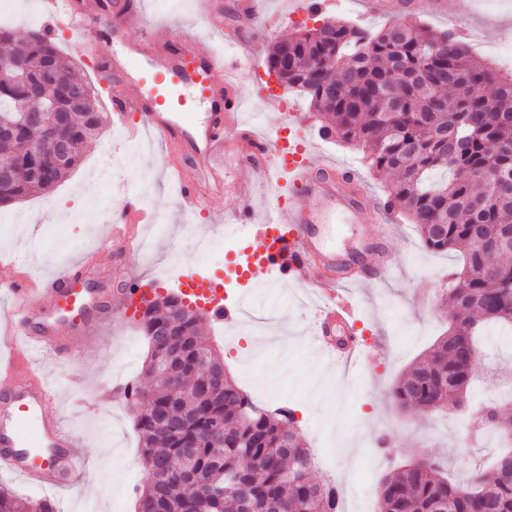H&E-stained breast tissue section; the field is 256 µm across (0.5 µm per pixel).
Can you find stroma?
<instances>
[{
	"label": "stroma",
	"instance_id": "obj_1",
	"mask_svg": "<svg viewBox=\"0 0 512 512\" xmlns=\"http://www.w3.org/2000/svg\"><path fill=\"white\" fill-rule=\"evenodd\" d=\"M372 2L373 12L368 15L361 0H334L325 16L361 22L369 29L393 23L392 0ZM138 5L150 21L196 35V42H181V50L232 49L246 98L253 92L251 73L267 72L269 47L288 39L296 28L286 0H265L263 12L269 24L264 32L229 46L223 34L203 19L201 0H138ZM458 24L477 31L479 39L472 44L475 53L484 57L494 50L512 53V43L503 38L505 31L512 30V0H473L472 13ZM276 94L300 113V133L316 140L320 156L357 169L372 197H387L390 177L370 168L363 152L334 138H319L318 115L303 93L280 88ZM178 183L163 140L145 130L133 140L125 128L106 126L50 192L0 206V282L83 263L113 302H120L133 272L163 296L178 289L177 280L156 277L174 251L180 252L184 268L213 277L196 250L197 239L217 238V225L242 203L263 216L266 186L257 168L233 170L223 191L186 218L179 213ZM123 191L139 196L155 216L154 223L138 228L139 234L151 239L149 256H126L102 247L112 224L121 218L119 194ZM388 247L396 258L390 276L353 288L358 333L375 341L377 348L371 359L348 369L321 357L316 342L320 303L305 284H259L231 274L222 280L226 303L251 302L273 316L287 318L281 335L268 340L266 355L257 360L251 381L264 391L262 406L285 405L294 411L300 439L312 452L321 453L314 480L348 489L360 512H375L379 480L408 460L432 455L458 476L471 460L488 459L497 447L488 436H472L473 402L441 413L416 408L401 412L393 405L389 392L396 380L448 329L451 309L444 298L448 272L457 257L426 250L414 224L403 214ZM137 322L129 312L98 325L95 343L85 345L80 360L48 355L33 360L37 372L61 388L59 413L76 431L88 482L49 495L0 472V487L33 499L52 497L59 512H76L89 500L95 502L96 512H136L137 496L128 476L144 470L141 446L134 414L114 389L142 377L148 347ZM201 328L207 338L219 343L225 370L242 378L244 362L256 348L252 337H239L228 346L221 326L205 321ZM479 345L476 389L498 391L512 385V332L488 327Z\"/></svg>",
	"mask_w": 512,
	"mask_h": 512
}]
</instances>
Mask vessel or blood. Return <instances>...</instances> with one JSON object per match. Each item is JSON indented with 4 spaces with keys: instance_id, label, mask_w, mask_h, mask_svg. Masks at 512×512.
I'll list each match as a JSON object with an SVG mask.
<instances>
[{
    "instance_id": "1",
    "label": "vessel or blood",
    "mask_w": 512,
    "mask_h": 512,
    "mask_svg": "<svg viewBox=\"0 0 512 512\" xmlns=\"http://www.w3.org/2000/svg\"><path fill=\"white\" fill-rule=\"evenodd\" d=\"M48 33L70 30L78 35L73 51L88 54L103 34L113 44L124 43L133 10L116 15L90 16L78 12L71 0H38ZM123 70L137 73V81L114 80L110 96V119L127 126L130 113H140L144 129L162 136L172 164L188 160L191 176L182 178L180 197L183 213L200 206L207 191L224 186L227 169L216 155L224 143V131L237 128L239 97L236 82L227 78L236 71L235 61L211 51L178 54L169 50L128 52ZM209 106L198 116L197 103ZM244 162H256L270 172L277 186L262 221H255L249 205L234 211L228 230L240 238L260 242L263 250L245 272L253 280H310L323 303L319 335L322 357L349 360L362 355V342L354 334V304L342 293L353 278L336 253L326 248L316 226L321 214L340 206L351 218L377 229L371 246L376 252L374 274L386 278L394 266L393 257L382 250L394 210L384 201H367V190L358 173L336 161L317 158L314 143L284 150L280 144H259L257 155H244ZM292 186L289 196L281 186ZM180 284L184 295L196 299L208 321L230 324L237 320L238 307L225 304L220 288L208 279L184 272ZM12 315L0 324V347L13 349L7 370H0V471L48 488L76 484L81 459L70 429L58 413L57 388L30 367V354L43 351L63 359L73 358L74 345L61 335L60 325L80 332L87 315L103 319L123 315L135 305L141 290L130 279L121 307L101 299L93 283L68 266L39 283L27 279L10 282Z\"/></svg>"
}]
</instances>
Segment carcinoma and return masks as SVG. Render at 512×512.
<instances>
[{
	"mask_svg": "<svg viewBox=\"0 0 512 512\" xmlns=\"http://www.w3.org/2000/svg\"><path fill=\"white\" fill-rule=\"evenodd\" d=\"M0 56L28 70L33 86L0 74V163L17 170L0 180V204L49 192L74 168L107 116L94 107L96 87L55 38L36 29L18 39L0 27ZM268 70L305 94L321 116L326 136L366 153L370 165L396 176L388 199L416 225L423 245L454 252L450 271L451 325L446 334L396 381L392 402L424 411L459 406L472 389L475 337L489 324L512 326V78L475 58L456 34L393 23L376 31L350 20L298 31L274 44ZM46 102L67 111V121L42 130L19 122L25 108ZM66 142L56 161L40 150L46 138ZM498 243L477 254L474 233ZM175 293L156 297L139 325L148 345L143 366L153 377L160 343L182 346L187 366L174 392L129 384L124 398L140 406L135 428L143 458L165 469L194 446L189 463L164 482L144 481L138 512H341L333 484L312 480V452L301 442L293 411L258 406L229 375L209 389L208 367L224 362L202 336L199 316H187ZM507 402L477 409L475 426L509 438L499 418ZM219 429L224 447L210 433ZM379 512H512V449L491 467L477 464L452 482L442 463L423 456L379 483ZM0 512H57L46 499L1 490Z\"/></svg>",
	"mask_w": 512,
	"mask_h": 512,
	"instance_id": "cac0c4a2",
	"label": "carcinoma"
}]
</instances>
